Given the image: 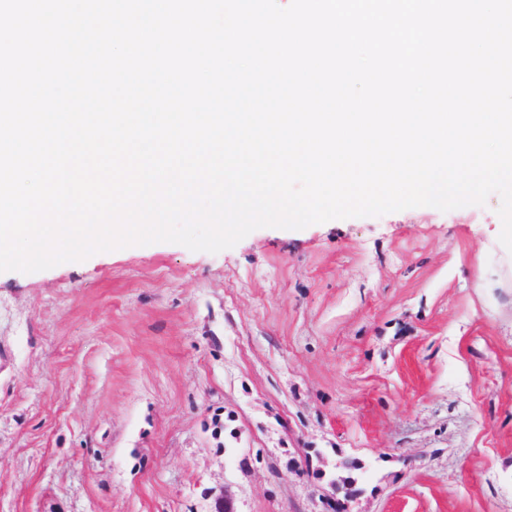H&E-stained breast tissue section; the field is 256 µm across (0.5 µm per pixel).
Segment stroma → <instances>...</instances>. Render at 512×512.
I'll return each mask as SVG.
<instances>
[{
  "label": "stroma",
  "mask_w": 512,
  "mask_h": 512,
  "mask_svg": "<svg viewBox=\"0 0 512 512\" xmlns=\"http://www.w3.org/2000/svg\"><path fill=\"white\" fill-rule=\"evenodd\" d=\"M500 205L0 272V512H512Z\"/></svg>",
  "instance_id": "stroma-1"
}]
</instances>
